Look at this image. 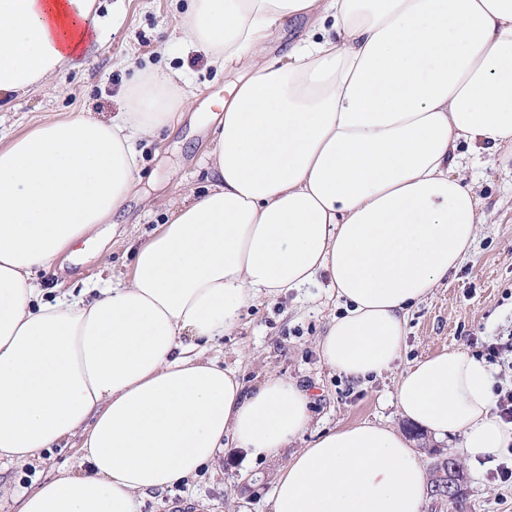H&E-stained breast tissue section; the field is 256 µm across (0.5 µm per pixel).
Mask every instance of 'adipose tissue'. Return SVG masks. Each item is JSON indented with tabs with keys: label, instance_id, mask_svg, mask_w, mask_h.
Segmentation results:
<instances>
[{
	"label": "adipose tissue",
	"instance_id": "1",
	"mask_svg": "<svg viewBox=\"0 0 512 512\" xmlns=\"http://www.w3.org/2000/svg\"><path fill=\"white\" fill-rule=\"evenodd\" d=\"M302 15L306 37L269 57L271 31ZM182 26L240 75L211 116L209 186L164 203L116 283L49 299L37 274L111 223L139 177L135 139L194 93L139 72L112 119L46 121L0 148V465L80 441L79 470L18 492L17 512H139L226 442L259 458L301 436L305 388L270 370L247 390L207 346L246 305L324 274L343 307L324 363L390 370L410 308L482 222L469 154L512 157V0H188ZM98 34L97 0H0V101L51 86ZM493 384L448 349L410 365L394 399L477 464L512 446ZM427 482L403 433L365 421L291 455L271 512H420Z\"/></svg>",
	"mask_w": 512,
	"mask_h": 512
}]
</instances>
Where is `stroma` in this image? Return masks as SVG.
Returning a JSON list of instances; mask_svg holds the SVG:
<instances>
[{"mask_svg":"<svg viewBox=\"0 0 512 512\" xmlns=\"http://www.w3.org/2000/svg\"><path fill=\"white\" fill-rule=\"evenodd\" d=\"M187 0H99L102 37L85 46V63L56 80L53 89L35 91L0 107V147L35 125L83 113L107 120L122 111L134 70L150 68L178 74L198 90L196 112L216 111L227 94L232 73L218 72L180 30ZM211 133L183 119L158 137L137 142L140 180L115 232L82 252L62 255L43 273L46 287H108L124 273L129 258L125 239L147 237L164 216L143 198L177 199L206 184L205 155ZM467 177L480 199L482 222L475 244L460 268L443 279L408 314L407 335L391 370L353 380L331 370L321 359L317 340L340 310L327 278L262 299L245 308L239 327L209 347L208 357L236 368L248 385L265 370L294 380L312 396L309 429L269 457L249 459L244 450L227 447L191 483L141 498L140 512H270L277 474L288 457L319 433L362 421L394 427L414 437L425 466L438 454L456 450L458 437L417 440V431L401 418L394 393L401 374L414 361L456 348L485 357L487 344L512 342V163L482 155ZM79 467L76 445L43 452L24 470L0 471V512H17L13 492L32 488L62 470ZM466 512H512V483L490 477L489 469L464 464Z\"/></svg>","mask_w":512,"mask_h":512,"instance_id":"35a3bbf8","label":"stroma"}]
</instances>
